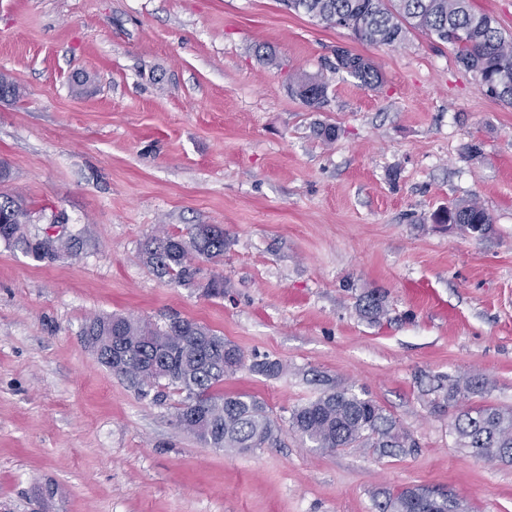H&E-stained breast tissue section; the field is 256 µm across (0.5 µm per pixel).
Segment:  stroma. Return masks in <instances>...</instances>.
I'll return each instance as SVG.
<instances>
[{"mask_svg":"<svg viewBox=\"0 0 512 512\" xmlns=\"http://www.w3.org/2000/svg\"><path fill=\"white\" fill-rule=\"evenodd\" d=\"M339 46L382 84L334 72ZM1 73L22 95L0 99V193L25 196L31 232L58 217L87 244L45 263L0 242V512H376L414 486L512 512V463L460 451L455 408L428 406L435 378L477 372L473 403L512 408V107L447 46L419 31L369 45L282 0H0ZM300 74L326 79L320 110L291 94ZM472 196L489 234L433 222ZM194 224L224 227L223 263L200 264L223 296L142 262L158 227ZM371 291L376 322L358 312ZM113 313L192 319L281 360L223 386L274 418L325 375L416 446L324 453L285 432L208 447L177 425V392L138 397L84 345L86 321Z\"/></svg>","mask_w":512,"mask_h":512,"instance_id":"35a3bbf8","label":"stroma"}]
</instances>
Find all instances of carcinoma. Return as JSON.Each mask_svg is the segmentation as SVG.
<instances>
[{
  "mask_svg": "<svg viewBox=\"0 0 512 512\" xmlns=\"http://www.w3.org/2000/svg\"><path fill=\"white\" fill-rule=\"evenodd\" d=\"M288 8L317 19L328 27L352 31L371 45L399 44L413 31H424L451 47L456 60L475 74L479 86L500 102L512 106V40L506 38L495 17L473 10L470 0H287ZM336 72L361 85L377 87L382 75L373 63L348 50H336ZM327 82L318 75L302 74L291 92L318 110L327 96ZM437 224H453L475 236L487 234L492 219L475 199L448 206L433 215ZM31 211L20 194H0V240L20 245L37 262H54L64 254L78 255V237L41 239L27 233ZM224 228L194 224L186 233H165L147 240L142 248L146 263L161 278L177 286L196 288L204 296L224 295V277H199L195 260L219 264L224 259ZM360 314L378 320L386 312L384 296L371 293L359 305ZM84 344L98 361L127 381L142 398L158 400L172 389L182 396L176 421L211 448L236 451L263 448L278 441L282 431L264 401L248 393L224 394L217 388L224 378L245 365V355L211 327L186 318H173L157 326L142 318L99 315L83 328ZM250 370L268 377L282 371L277 359L254 361ZM313 399L295 407L288 430L312 447L333 453L340 448H374L382 455L399 456L415 446L397 420L375 400L325 377ZM486 381L476 375L441 377L430 389L433 412L458 408L452 428L455 447L478 461L512 462V408L472 406L471 396ZM427 487L387 493L376 503L378 512H469L468 504L452 493L428 499Z\"/></svg>",
  "mask_w": 512,
  "mask_h": 512,
  "instance_id": "cac0c4a2",
  "label": "carcinoma"
}]
</instances>
